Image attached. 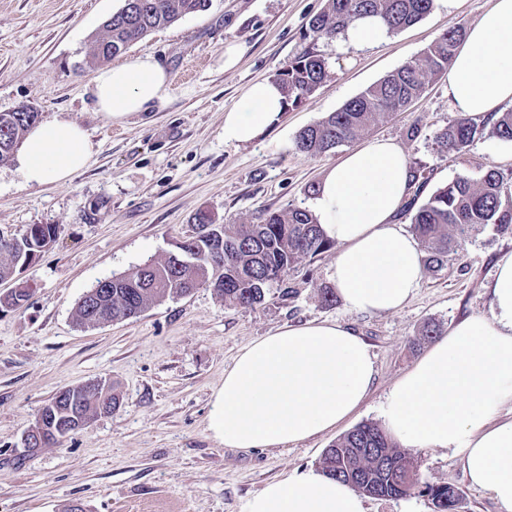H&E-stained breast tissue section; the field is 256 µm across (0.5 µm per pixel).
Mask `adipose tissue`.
<instances>
[{
  "instance_id": "adipose-tissue-1",
  "label": "adipose tissue",
  "mask_w": 512,
  "mask_h": 512,
  "mask_svg": "<svg viewBox=\"0 0 512 512\" xmlns=\"http://www.w3.org/2000/svg\"><path fill=\"white\" fill-rule=\"evenodd\" d=\"M448 102L469 117L495 118L512 106V0H495L469 26L448 67ZM169 75L153 56L101 67L94 107L111 123L162 107ZM270 78L252 84L224 113V140L249 143L283 110ZM94 155L88 131L56 119L33 127L22 144L21 174L31 185H64ZM412 176L402 148L373 139L348 151L320 182L309 210L339 251L336 291L356 312L401 308L424 276L421 251L394 219ZM491 313L456 324L392 386L381 408L387 434L406 448H451L471 483L501 512H512V255L490 287ZM375 374L369 346L332 322L279 328L245 346L224 371L208 419L228 448L297 443L348 420L366 399ZM241 512H366L353 487L304 468L268 483Z\"/></svg>"
}]
</instances>
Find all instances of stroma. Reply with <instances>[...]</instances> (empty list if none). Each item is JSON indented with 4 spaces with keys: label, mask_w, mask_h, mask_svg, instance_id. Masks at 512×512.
Instances as JSON below:
<instances>
[{
    "label": "stroma",
    "mask_w": 512,
    "mask_h": 512,
    "mask_svg": "<svg viewBox=\"0 0 512 512\" xmlns=\"http://www.w3.org/2000/svg\"><path fill=\"white\" fill-rule=\"evenodd\" d=\"M325 3L212 0L208 11L151 32L125 56L152 55L165 66L168 102L110 124L94 109L98 65L88 47L123 0H0V112L33 106L42 122L79 123L95 144L89 166L64 186L26 184L18 158L0 164V234L59 227L49 249L13 280L0 281V295L19 287L30 293L23 307L0 308V512H63L74 502L86 512H240L269 482L318 467L324 450L360 423H380L386 395L428 348L419 338L426 323L445 333L465 318L489 315L496 265L512 254V233L490 226L444 269L425 273L392 312L321 302L320 289L333 285L331 249L303 259L251 307L224 304L200 287L127 320L77 325L75 309L88 290L171 253L193 234L197 212L219 224H255L265 211L307 206L348 148L311 156L296 150L297 134L415 61L448 26L476 22L493 0H434L423 20L370 47L305 38ZM230 44L239 60L228 68ZM310 46L329 62L320 88L254 141L225 142V109ZM457 117L441 75L415 104L358 141L384 137L403 148L414 175L408 200L418 206L457 176L512 170V144L486 133L464 153L438 152L436 133ZM324 320L349 327L371 348L376 378L360 409L336 430L285 448L224 447L208 417L238 352L283 326ZM100 378L119 395L112 414L53 447L24 448L25 431L58 391ZM409 454L424 481L459 491V512H499L487 492L471 486L453 449Z\"/></svg>",
    "instance_id": "stroma-1"
}]
</instances>
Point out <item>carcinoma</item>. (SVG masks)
<instances>
[{
	"instance_id": "obj_1",
	"label": "carcinoma",
	"mask_w": 512,
	"mask_h": 512,
	"mask_svg": "<svg viewBox=\"0 0 512 512\" xmlns=\"http://www.w3.org/2000/svg\"><path fill=\"white\" fill-rule=\"evenodd\" d=\"M209 4L210 0H124L105 21L104 34L91 39L89 56L97 63L109 62L153 30L204 12ZM432 8L433 0H326L324 9L309 20L306 37L333 40L365 15L381 17L388 32L394 33L420 22ZM462 34V24L448 27L418 59L300 131L295 148L313 156L330 153L410 105L425 93L432 77L448 68ZM328 73L327 59L311 50L284 62L275 79L286 107L303 103ZM39 120L38 112H0V164L10 159ZM487 128L493 137L512 143V111L480 124L469 117L460 118L436 134L435 145L440 152L461 153ZM411 224L426 253V270H442L460 243L485 227L512 232V172L489 170L478 180L456 177L416 209ZM194 226V235L184 240L187 250L195 252L194 265L182 264V256L176 253L100 280L78 302L76 321L93 327L108 319H128L167 297L186 295L201 286L213 289L229 305L259 304L266 291L300 260L331 248L305 207L268 211L257 224H216L200 211ZM57 234L55 224H31L19 238L0 235V280L31 264L56 241ZM99 382L94 390L79 385L65 388L53 398V408L41 409L48 431L36 448L54 446L59 438L84 429L89 421L116 407L118 396L112 383L102 378ZM321 466L327 475L367 496L398 499L418 493L431 497L436 512L458 509V491L449 485L423 482L415 460L372 422L356 426L326 449Z\"/></svg>"
}]
</instances>
